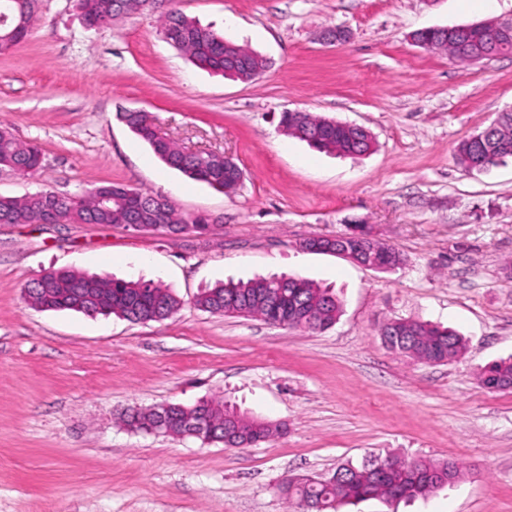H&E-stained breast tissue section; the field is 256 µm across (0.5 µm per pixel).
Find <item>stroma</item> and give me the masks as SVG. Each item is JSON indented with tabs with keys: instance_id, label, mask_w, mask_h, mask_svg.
Listing matches in <instances>:
<instances>
[{
	"instance_id": "stroma-1",
	"label": "stroma",
	"mask_w": 512,
	"mask_h": 512,
	"mask_svg": "<svg viewBox=\"0 0 512 512\" xmlns=\"http://www.w3.org/2000/svg\"><path fill=\"white\" fill-rule=\"evenodd\" d=\"M180 11L267 60L242 82L197 68L144 11L88 29L77 0H40L26 41L0 54V125L40 146L0 196L150 190L211 235L122 224H0V512H289L290 478L330 477L369 455L449 460L453 485L411 503L343 512H512V390L480 368L512 357V158L464 172L458 144L512 109V56L457 63L411 42L429 27L512 19V0H180ZM350 32L327 45L324 30ZM152 113L183 150L232 157L230 195L170 169L117 118ZM284 111L368 129L350 158L287 136ZM363 230L400 251L382 272L301 249ZM49 268L154 280L179 310L161 322L40 311L25 287ZM293 275L333 288L321 331L199 310L216 283ZM406 318L456 330L467 350L418 364L380 334ZM218 398L278 424L245 448L134 432L136 407Z\"/></svg>"
}]
</instances>
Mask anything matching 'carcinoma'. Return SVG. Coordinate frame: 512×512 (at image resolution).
<instances>
[{
    "instance_id": "cac0c4a2",
    "label": "carcinoma",
    "mask_w": 512,
    "mask_h": 512,
    "mask_svg": "<svg viewBox=\"0 0 512 512\" xmlns=\"http://www.w3.org/2000/svg\"><path fill=\"white\" fill-rule=\"evenodd\" d=\"M84 18L99 22L110 21L148 10L156 15L162 33L174 41L197 66L215 72L234 70L238 78L253 79L256 69L266 67L258 53L238 44L224 46L225 38L209 27L200 25L176 8V0H78ZM38 0H0V40L7 48L24 42L37 18ZM427 49L454 56L453 40H444L438 32L423 33ZM119 119L149 145L153 153L167 166L185 176L224 191H236V174L240 166L222 156L189 154L171 140L156 138L153 119L148 112H120ZM280 127L285 134L307 142L311 147L329 154L361 155L369 149L365 137L311 112H283ZM512 157V109L498 115L496 123L461 142L456 160L464 170L489 169L503 159ZM9 165L22 176H31L42 167V151L35 143L17 140L0 128V163ZM160 196L121 184L104 183L91 187L73 200H64L68 220L72 224H168L175 232L195 234L211 222L205 214H185L174 203H164L157 215L153 206ZM57 203V193L39 191L23 197L0 196V222L7 224H39L46 221L47 210ZM356 251L354 239H309V248L324 253L336 246ZM373 251L362 253L358 260L380 258L381 266L393 269L404 263L396 249L379 243ZM33 299L31 306L52 311H75L89 316L115 315L134 323L160 322L171 317L180 307V300L163 284L154 281H126L108 276L86 275L67 269H51L47 277L33 279L25 288ZM195 304L205 312L228 316L273 319L282 325L324 331L333 326L342 312L340 300L329 289L307 279L259 277L247 282L220 284L202 292ZM381 335L391 338L392 350L420 363L438 364L448 357L455 359L466 350V343L456 331L429 322L393 319L386 322ZM482 384L488 388L512 380V358L496 361L480 371ZM167 413L172 428L182 433L181 423L191 417L206 418L217 430L215 442H224L226 403L209 399L192 407L170 403L168 407L133 410L124 416L127 426L148 432L156 411ZM236 430L234 441L251 446L272 436L276 428L267 421L238 414L231 422ZM451 468L458 477L460 466L454 462L406 460L392 457L388 468L379 470L376 464L363 461L339 467L326 480L312 479L288 482L284 486L288 498L296 501L300 512H311L320 504L322 512H341L346 505L370 499L391 502L394 494L401 500L423 498L439 489L429 471L436 467Z\"/></svg>"
}]
</instances>
